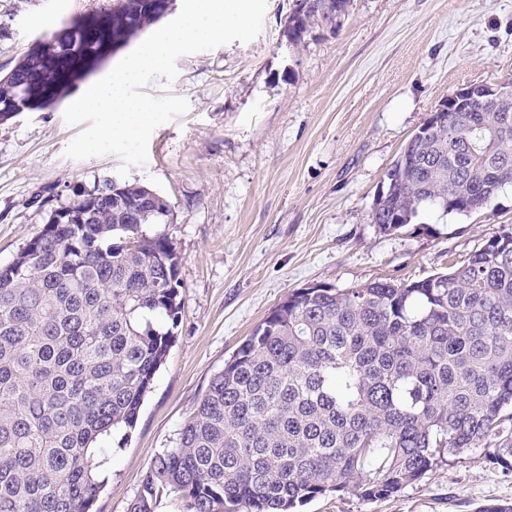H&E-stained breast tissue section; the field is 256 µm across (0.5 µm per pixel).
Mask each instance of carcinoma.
<instances>
[{
    "label": "carcinoma",
    "instance_id": "carcinoma-1",
    "mask_svg": "<svg viewBox=\"0 0 512 512\" xmlns=\"http://www.w3.org/2000/svg\"><path fill=\"white\" fill-rule=\"evenodd\" d=\"M162 0H112L103 31L67 23L0 74V124L51 107L65 69L160 19ZM286 38L340 27L351 0H304ZM404 147L371 223L467 215L512 185V94L448 105ZM155 190L105 177L47 209L0 266V512H91L112 449L135 429L182 313L181 257ZM512 453V225L461 265L414 281L293 291L224 361L130 512L164 495L189 512H295L350 488L387 498L468 448Z\"/></svg>",
    "mask_w": 512,
    "mask_h": 512
}]
</instances>
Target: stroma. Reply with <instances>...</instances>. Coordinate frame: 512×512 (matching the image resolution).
Instances as JSON below:
<instances>
[{"label": "stroma", "instance_id": "stroma-1", "mask_svg": "<svg viewBox=\"0 0 512 512\" xmlns=\"http://www.w3.org/2000/svg\"><path fill=\"white\" fill-rule=\"evenodd\" d=\"M98 0H0V72L47 29ZM292 0H268L263 28L177 60L147 92L189 109L154 130L128 181L165 197L159 230L182 257L183 311L136 428L112 451L92 512H129L151 462L173 447L213 374L269 311L313 283L348 288L416 280L461 263L512 224V187L487 209L427 214L384 234L369 220L385 173L443 100L471 82L512 78V0H353L337 31L300 46L284 29ZM65 103L0 124V265L41 229L49 207L113 177L119 157L76 161ZM512 503V457L470 448L387 499L321 496L303 512H475Z\"/></svg>", "mask_w": 512, "mask_h": 512}]
</instances>
